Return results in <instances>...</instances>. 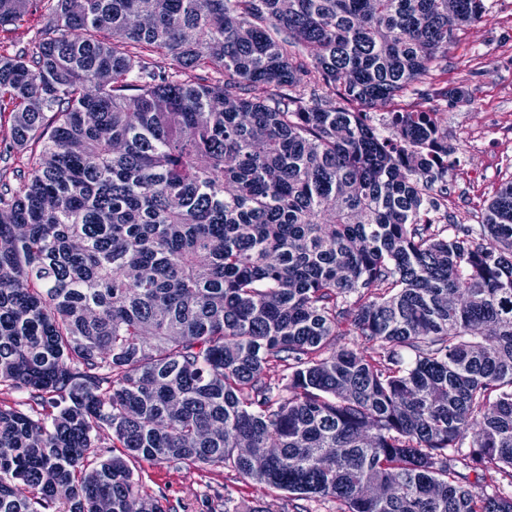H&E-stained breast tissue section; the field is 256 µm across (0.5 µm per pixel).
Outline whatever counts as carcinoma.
<instances>
[{"label":"carcinoma","mask_w":512,"mask_h":512,"mask_svg":"<svg viewBox=\"0 0 512 512\" xmlns=\"http://www.w3.org/2000/svg\"><path fill=\"white\" fill-rule=\"evenodd\" d=\"M282 2L0 0L1 29L40 13L0 52L11 147L39 146L0 169V387L30 400L0 404V512H170L132 460L512 512L457 470L512 479V179L479 237L422 224L448 137L394 109L395 154L354 109L416 91L484 0ZM38 14L39 13L27 16L23 21L6 26L3 31H0L3 48H31L34 45L38 27Z\"/></svg>","instance_id":"1"}]
</instances>
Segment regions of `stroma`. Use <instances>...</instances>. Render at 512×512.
I'll use <instances>...</instances> for the list:
<instances>
[{"instance_id": "1", "label": "stroma", "mask_w": 512, "mask_h": 512, "mask_svg": "<svg viewBox=\"0 0 512 512\" xmlns=\"http://www.w3.org/2000/svg\"><path fill=\"white\" fill-rule=\"evenodd\" d=\"M481 21L456 31L448 56L401 108L433 112L448 136L441 183L452 224H476L500 185L512 179V0H484ZM460 88L465 100L450 97ZM147 495L165 494L172 512H211L218 498L259 512H292L286 493L217 468L208 476L182 464H134Z\"/></svg>"}]
</instances>
